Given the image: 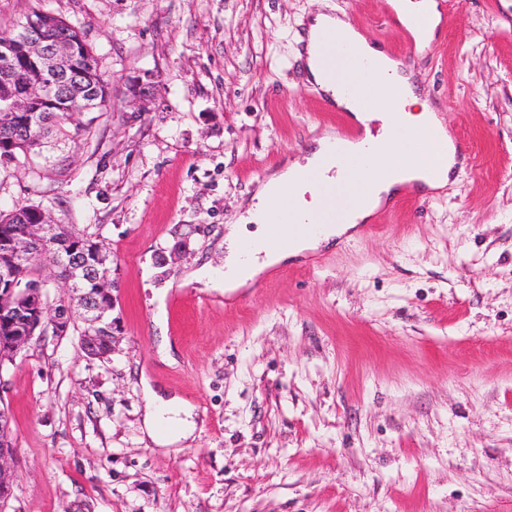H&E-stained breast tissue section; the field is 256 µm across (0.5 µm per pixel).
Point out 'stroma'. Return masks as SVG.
I'll return each instance as SVG.
<instances>
[{
    "label": "stroma",
    "mask_w": 512,
    "mask_h": 512,
    "mask_svg": "<svg viewBox=\"0 0 512 512\" xmlns=\"http://www.w3.org/2000/svg\"><path fill=\"white\" fill-rule=\"evenodd\" d=\"M437 2L421 53L389 0H0L1 27L77 26L110 95L0 164V211L106 242L118 324L108 358L49 333L0 374L6 512H512V0ZM328 7L419 73L465 160L227 292L226 225L326 132L361 133L296 57ZM138 71L159 88L131 112ZM147 381L193 407L184 448L144 439ZM7 407H0V509L12 495V468L16 451Z\"/></svg>",
    "instance_id": "35a3bbf8"
}]
</instances>
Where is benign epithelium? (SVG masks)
I'll use <instances>...</instances> for the list:
<instances>
[{"instance_id":"7a95c632","label":"benign epithelium","mask_w":512,"mask_h":512,"mask_svg":"<svg viewBox=\"0 0 512 512\" xmlns=\"http://www.w3.org/2000/svg\"><path fill=\"white\" fill-rule=\"evenodd\" d=\"M57 24L56 17L42 15L37 25L22 28L0 41V127L42 125L41 112H89L95 94L86 87V71L81 61L89 57L82 40L44 37L43 31ZM155 82L150 75L135 73L128 83L127 97L136 111H145L154 96ZM57 225L46 210L38 221L11 237L0 238V318L8 331L0 334V373L16 362L33 340L36 331L50 326L53 335L68 334L74 311L83 312L91 326L105 325L107 335L84 337L82 350L90 355L107 357L113 349L114 321L108 310L95 305L92 297L108 294L115 287L112 279V252L104 242L93 248L92 272L86 273L77 250L65 251L57 238ZM48 254L42 266L41 285L17 288L16 266L35 253ZM71 268L62 278L57 269ZM57 279L63 288L60 309L48 302L47 278ZM8 408L0 407V508L12 495V468L15 440Z\"/></svg>"}]
</instances>
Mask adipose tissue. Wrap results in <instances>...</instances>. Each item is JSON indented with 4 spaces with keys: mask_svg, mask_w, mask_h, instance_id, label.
<instances>
[{
    "mask_svg": "<svg viewBox=\"0 0 512 512\" xmlns=\"http://www.w3.org/2000/svg\"><path fill=\"white\" fill-rule=\"evenodd\" d=\"M390 5L417 48H427L442 22L436 0H390ZM327 27L345 33L349 47L342 55L331 56L321 43L319 35ZM298 55L304 60L306 80L314 90L331 99L335 108L347 113L355 124L366 128L372 122H380L381 132L359 140L325 134L304 160L285 162L265 180L224 237V285L229 289L251 287L268 268L316 250L353 230L390 203L401 186L417 183L425 193L442 190L456 163L448 128L429 105L415 73L401 69L385 48L345 18L331 11L311 15ZM367 62L381 77L378 101L369 109L361 101L366 78L363 65ZM397 127L426 141L425 152L414 159L394 157L392 165L382 172L372 165L354 171L346 190L332 200L323 197L319 182L299 184L301 169L324 175L335 168H347L353 157L366 153L376 139H387ZM273 198L294 215H320L346 206L350 209L349 220L320 225L315 234L307 227H299L291 242L282 245L275 225L268 222V202ZM144 397L145 433L155 445L167 448L193 437L197 423L188 403L176 397L164 398L149 385L144 388Z\"/></svg>",
    "mask_w": 512,
    "mask_h": 512,
    "instance_id": "ef3b65f1",
    "label": "adipose tissue"
}]
</instances>
